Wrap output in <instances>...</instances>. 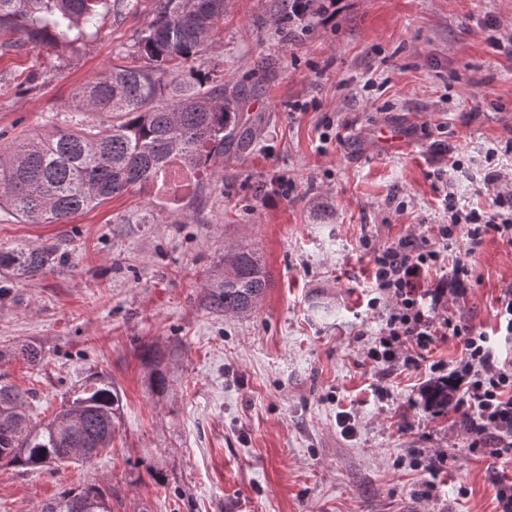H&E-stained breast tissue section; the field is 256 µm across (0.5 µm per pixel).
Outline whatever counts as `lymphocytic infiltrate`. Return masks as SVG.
I'll use <instances>...</instances> for the list:
<instances>
[{
	"label": "lymphocytic infiltrate",
	"instance_id": "f902f5d3",
	"mask_svg": "<svg viewBox=\"0 0 512 512\" xmlns=\"http://www.w3.org/2000/svg\"><path fill=\"white\" fill-rule=\"evenodd\" d=\"M483 184L491 190L487 208L460 205L455 193L443 197L448 220L431 227L430 234L405 235L383 246L371 247L373 279L387 314L370 344L368 355L375 363L418 366L419 352L438 340L453 338L461 356L448 373L459 401L473 409L483 427L498 430L495 454L512 452V361L501 360L489 334L439 315L426 303L421 278L428 270L450 262L454 279H462L468 262L487 235H496L512 246V175L492 164ZM463 252L452 253L457 242Z\"/></svg>",
	"mask_w": 512,
	"mask_h": 512
}]
</instances>
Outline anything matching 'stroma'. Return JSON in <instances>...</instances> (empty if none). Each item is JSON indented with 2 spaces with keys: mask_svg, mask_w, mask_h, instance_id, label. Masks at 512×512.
I'll use <instances>...</instances> for the list:
<instances>
[{
  "mask_svg": "<svg viewBox=\"0 0 512 512\" xmlns=\"http://www.w3.org/2000/svg\"><path fill=\"white\" fill-rule=\"evenodd\" d=\"M152 7L139 0L73 55H0L6 141L47 129ZM489 21L512 38V0H336L306 30L285 0H231L210 57L225 81L257 75L243 115L259 124L223 178L177 196L135 189L67 224L0 211V248L55 242L68 255L0 291V383L27 393L36 423L96 376L122 400L112 446L91 462L0 467V512L90 484L111 486L112 512H498L512 457L471 449L472 417L420 404L458 341L417 368L369 359L383 309L361 245L442 221L438 145L468 165L490 148L512 163V59L489 52ZM383 126L404 131L398 150L379 144ZM277 176L293 190L271 199ZM151 204L157 222L134 223ZM247 243L271 286L248 317L214 313L203 284L225 247ZM469 263L464 285L442 268L423 286L446 284L439 314L494 329L512 246L486 236Z\"/></svg>",
  "mask_w": 512,
  "mask_h": 512,
  "instance_id": "stroma-1",
  "label": "stroma"
}]
</instances>
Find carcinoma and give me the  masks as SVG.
Returning <instances> with one entry per match:
<instances>
[{
    "label": "carcinoma",
    "instance_id": "cac0c4a2",
    "mask_svg": "<svg viewBox=\"0 0 512 512\" xmlns=\"http://www.w3.org/2000/svg\"><path fill=\"white\" fill-rule=\"evenodd\" d=\"M139 0H0V32L17 38L0 43L9 52L30 45L78 51L96 35L107 15L115 21ZM227 0H154L149 22L135 33L122 61L72 92L65 126L0 146V210L25 224H66L116 195L144 185L170 186L178 162L190 175L223 171L224 153L246 149L252 128L241 122L245 84L224 88L217 69L195 62L216 44ZM65 262L53 243L0 251V269L34 277ZM258 252L240 246L224 252L208 277L207 304L245 317L269 288ZM424 409L447 415L457 392L445 380L420 390ZM121 397L104 378L87 381L49 419L32 426L26 395L0 384V464L37 470L85 462L112 443ZM110 505L99 485L66 488L39 512H99Z\"/></svg>",
    "mask_w": 512,
    "mask_h": 512
}]
</instances>
